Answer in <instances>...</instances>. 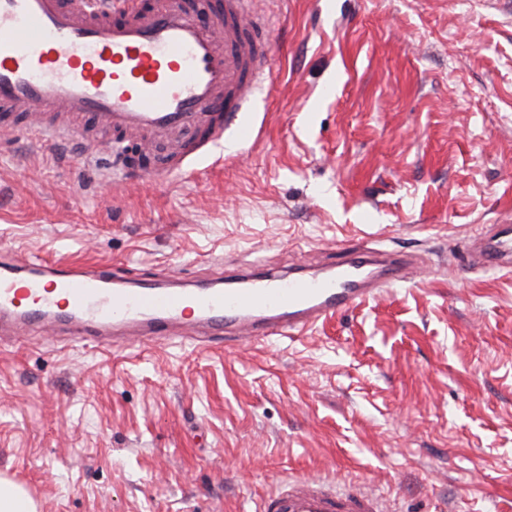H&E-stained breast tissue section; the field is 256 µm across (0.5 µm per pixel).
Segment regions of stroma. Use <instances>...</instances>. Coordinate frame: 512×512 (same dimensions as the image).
<instances>
[{"instance_id": "stroma-1", "label": "stroma", "mask_w": 512, "mask_h": 512, "mask_svg": "<svg viewBox=\"0 0 512 512\" xmlns=\"http://www.w3.org/2000/svg\"><path fill=\"white\" fill-rule=\"evenodd\" d=\"M251 138L154 189L78 137L0 139V249L205 281L355 240L414 280L303 336L0 340V477L40 512H250L279 478L370 484L400 512H512V278L467 269L512 221V0H263Z\"/></svg>"}]
</instances>
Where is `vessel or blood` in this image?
<instances>
[{
	"label": "vessel or blood",
	"instance_id": "obj_1",
	"mask_svg": "<svg viewBox=\"0 0 512 512\" xmlns=\"http://www.w3.org/2000/svg\"><path fill=\"white\" fill-rule=\"evenodd\" d=\"M269 26L257 0H220L201 21L185 0H0V110L77 113L110 131L88 152L123 153L135 137L169 143L139 169L158 183L190 174L226 131L244 134L254 90L268 77ZM466 262L512 275V225L493 224L466 243ZM409 262L363 248L317 277L230 268L176 288L164 280L112 285V270L40 260L0 259V332L21 338L34 324L67 326L73 338L131 344L169 340L189 327L207 350L302 335L410 279ZM256 512H394L372 488L319 477L279 479Z\"/></svg>",
	"mask_w": 512,
	"mask_h": 512
}]
</instances>
